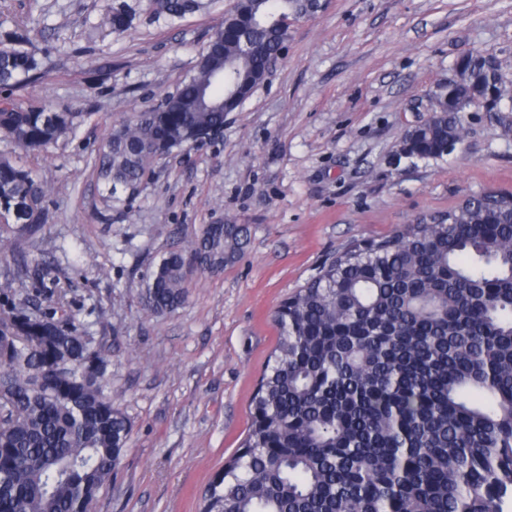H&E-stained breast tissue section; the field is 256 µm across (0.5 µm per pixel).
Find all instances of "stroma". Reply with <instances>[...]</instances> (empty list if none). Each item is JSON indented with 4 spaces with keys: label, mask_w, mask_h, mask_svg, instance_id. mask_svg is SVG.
Segmentation results:
<instances>
[{
    "label": "stroma",
    "mask_w": 512,
    "mask_h": 512,
    "mask_svg": "<svg viewBox=\"0 0 512 512\" xmlns=\"http://www.w3.org/2000/svg\"><path fill=\"white\" fill-rule=\"evenodd\" d=\"M232 3L143 16L118 37L104 0H0V29L24 32L45 62L14 98L86 115L26 159L47 222L0 239L45 263L110 355L108 391L131 431L94 512H203L246 436L280 304L352 245L512 191V99L469 107L443 157L402 150L462 54L497 57L512 83V0H326L291 24L283 59L218 136L161 159L136 194L98 180L101 140L194 71ZM210 224L246 227L243 251L220 272L193 270L184 305L148 311L149 271Z\"/></svg>",
    "instance_id": "stroma-1"
}]
</instances>
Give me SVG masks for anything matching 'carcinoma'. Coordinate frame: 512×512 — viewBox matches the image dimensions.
Instances as JSON below:
<instances>
[{"mask_svg": "<svg viewBox=\"0 0 512 512\" xmlns=\"http://www.w3.org/2000/svg\"><path fill=\"white\" fill-rule=\"evenodd\" d=\"M206 0H112L174 21ZM303 0H234L203 61L148 112L112 126L97 176L139 186L155 162L224 127L218 73L241 87L262 78L288 40L280 15ZM18 31L0 38V86L38 77L43 60ZM469 105L491 83L485 56L458 62ZM80 112L0 99V134L26 153L56 143ZM464 127L453 105L407 131L421 158L445 155ZM47 191L24 164L0 157V224L31 235L47 220ZM246 231L211 224L190 252L235 256ZM33 292L0 289V512H87L116 472L130 422L106 393L108 354L54 297L48 269L24 262ZM190 269L173 252L149 273L145 303L180 307ZM279 336L250 401L251 425L224 462L203 512H505L512 503V192L485 191L443 216L347 248L281 305Z\"/></svg>", "mask_w": 512, "mask_h": 512, "instance_id": "1", "label": "carcinoma"}]
</instances>
